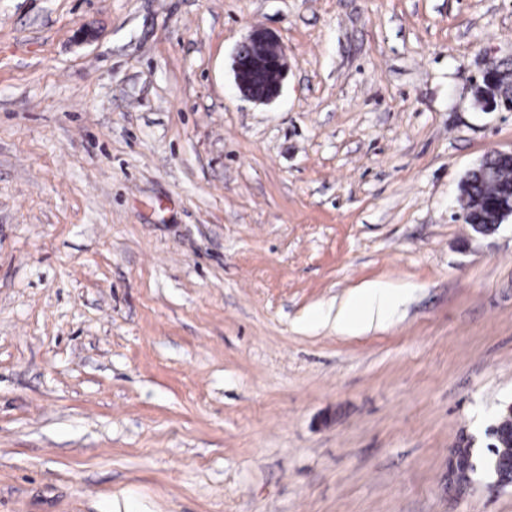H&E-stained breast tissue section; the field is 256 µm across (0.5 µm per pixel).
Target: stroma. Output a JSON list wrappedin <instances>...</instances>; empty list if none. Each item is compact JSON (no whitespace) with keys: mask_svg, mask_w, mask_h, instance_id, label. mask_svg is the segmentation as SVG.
Here are the masks:
<instances>
[{"mask_svg":"<svg viewBox=\"0 0 512 512\" xmlns=\"http://www.w3.org/2000/svg\"><path fill=\"white\" fill-rule=\"evenodd\" d=\"M492 62L512 0H0V512H512L448 486L512 402V218L456 203ZM287 67V56L278 38L264 29H254L234 56L237 90L249 100L269 102L279 95ZM401 297L398 288L384 282H372L354 293L336 311L334 324L341 333L359 329L374 321H384L394 311Z\"/></svg>","mask_w":512,"mask_h":512,"instance_id":"obj_1","label":"stroma"}]
</instances>
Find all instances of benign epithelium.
I'll return each mask as SVG.
<instances>
[{"mask_svg":"<svg viewBox=\"0 0 512 512\" xmlns=\"http://www.w3.org/2000/svg\"><path fill=\"white\" fill-rule=\"evenodd\" d=\"M288 67L285 50L272 33L254 29L239 45L233 61L235 84L245 98L265 103L276 98ZM512 83V69L491 64L483 81L475 88L474 96L483 110L497 108V87Z\"/></svg>","mask_w":512,"mask_h":512,"instance_id":"7a95c632","label":"benign epithelium"}]
</instances>
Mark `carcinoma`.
I'll return each mask as SVG.
<instances>
[{
  "label": "carcinoma",
  "mask_w": 512,
  "mask_h": 512,
  "mask_svg": "<svg viewBox=\"0 0 512 512\" xmlns=\"http://www.w3.org/2000/svg\"><path fill=\"white\" fill-rule=\"evenodd\" d=\"M512 184V170L501 183L476 177L468 191L466 212L463 220L470 226L484 224L493 217L494 209L500 200L503 189ZM486 445L483 452L470 454L469 445H461L454 450L448 469L453 472V482L462 484L475 472V465L483 458L499 460L503 471L512 474V416L501 411L497 420L485 431Z\"/></svg>",
  "instance_id": "carcinoma-1"
}]
</instances>
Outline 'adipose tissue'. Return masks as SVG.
<instances>
[{"mask_svg": "<svg viewBox=\"0 0 512 512\" xmlns=\"http://www.w3.org/2000/svg\"><path fill=\"white\" fill-rule=\"evenodd\" d=\"M399 289L384 282H372L354 293L334 317L338 332L347 333L372 322L384 321L399 302Z\"/></svg>", "mask_w": 512, "mask_h": 512, "instance_id": "1", "label": "adipose tissue"}]
</instances>
